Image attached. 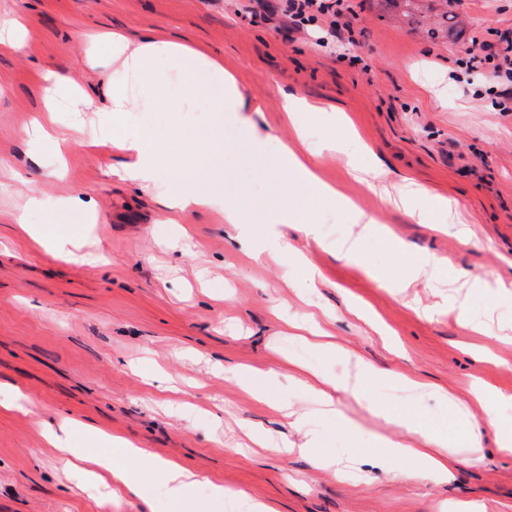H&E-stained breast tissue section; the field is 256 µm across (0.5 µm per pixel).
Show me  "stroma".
<instances>
[{"mask_svg": "<svg viewBox=\"0 0 512 512\" xmlns=\"http://www.w3.org/2000/svg\"><path fill=\"white\" fill-rule=\"evenodd\" d=\"M271 21L241 13L250 0H0V16L21 18V47L0 46V512H166L161 500L118 494L112 485L64 468L42 435L41 421L62 413L126 438L204 478L183 512H225L207 482L273 502L278 512H448L452 503L512 512V454L485 431L480 447L447 450L454 477L401 478L395 460L383 471L367 460L385 424L371 405L404 407L433 422L448 416L434 393L404 394L384 382L365 393L340 392L336 412L356 425L343 430L307 387L287 384L290 362L310 373L343 375L357 363L452 390L467 423L486 419L469 390L506 394L495 411L512 418V112L498 111L485 72L466 73L481 41L512 39V0H454L464 39H427L393 20L385 0H350L352 40L315 44L328 30L317 21L283 27L285 0H270ZM113 28L132 38L164 36L222 57L244 94L262 112L260 131L291 146L316 144L321 120L297 139L281 110L284 94L336 106L353 119L372 153L349 172L322 155L320 178L376 217L381 234L360 243L362 263L339 245L352 230L345 214L327 211L313 233L291 236L300 258L254 262L231 246L239 231L263 237L278 201L254 177L236 147L234 113L224 115V192L246 194L253 221L239 227L214 209L170 223L157 196L108 176L124 157L107 147H71L64 164L32 155L24 130L43 111L46 71L72 78L97 100L81 59L85 35ZM386 171L372 181L373 161ZM411 177L447 197L456 214L429 224L385 202L383 187ZM48 198L78 194L85 210L58 216L63 227H90L92 249L106 265L53 257L18 224L28 187ZM447 274L424 287L414 274L429 257ZM503 287L466 293L459 281L489 275ZM480 321L479 330L466 318ZM317 321L351 361L329 357L299 338L297 325ZM159 375L145 384L138 368ZM261 369L266 401L242 390L228 371ZM22 392L29 412L6 408ZM304 413L325 440L320 454L364 452L349 474L318 468L311 457L275 456L245 447L242 427L288 433L279 412Z\"/></svg>", "mask_w": 512, "mask_h": 512, "instance_id": "obj_1", "label": "stroma"}]
</instances>
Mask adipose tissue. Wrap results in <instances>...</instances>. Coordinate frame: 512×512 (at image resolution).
<instances>
[{"instance_id": "adipose-tissue-1", "label": "adipose tissue", "mask_w": 512, "mask_h": 512, "mask_svg": "<svg viewBox=\"0 0 512 512\" xmlns=\"http://www.w3.org/2000/svg\"><path fill=\"white\" fill-rule=\"evenodd\" d=\"M87 44L89 65H97L104 58L112 61V91L107 104L100 107L87 100L82 105L83 111L98 112L96 132L87 133L83 121L71 113L74 81L51 72L45 89V116L26 132L32 151L60 157L75 145H111L126 158L113 171L123 182L173 198L183 212L200 207L221 210L225 223L236 225L242 223L244 210L241 200L225 197L221 190L224 141L220 136L225 113L235 112L241 125V150L280 199L269 238L260 243L236 234L233 242L237 250L257 262L270 251L292 253L287 226L294 223L299 211L314 219L323 210L337 209L347 215L350 223L362 225L364 233L376 232L375 218L358 211L316 173L315 159L321 154H336L352 164L368 154V144L357 135L329 136L320 140L316 148L297 152L277 142L275 135L257 129L251 117L255 105L225 70L223 60L205 49L157 36L134 40L117 32L90 34ZM211 83L219 85L217 95L204 94V87ZM148 112L169 113L177 122L192 125V137L178 149H170L160 124L145 121ZM398 197L411 215L427 218L432 224L447 223L451 209L448 199L415 181L404 179L398 187ZM82 205L79 196L48 199L32 188L24 211L42 216L43 222L34 233L52 254L73 255L78 261L96 263L101 261V254L76 251L82 230H62L56 222L59 212L78 210ZM375 413L395 430L394 435L380 436L377 462L402 458L413 461L419 472L433 479H447L448 465L436 454L437 449L448 445L447 424L416 422L396 407H379ZM46 437L65 465H89L93 477L109 479L118 489L135 496L147 490L140 481L141 473L152 472L155 483L147 491L170 504L174 512H179L201 483L200 476L183 465L158 458L101 428L67 416L47 423Z\"/></svg>"}]
</instances>
